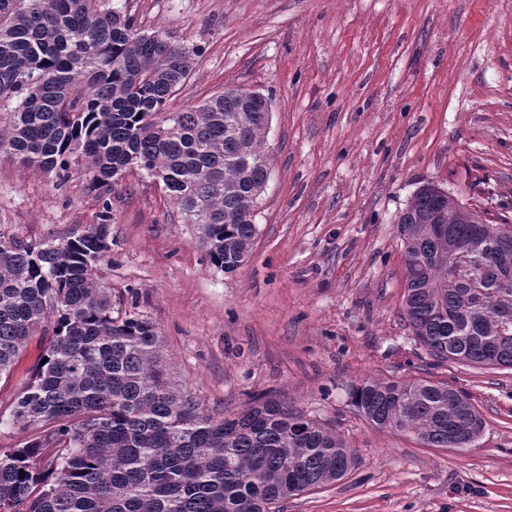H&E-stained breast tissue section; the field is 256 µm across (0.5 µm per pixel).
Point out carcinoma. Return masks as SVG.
I'll use <instances>...</instances> for the list:
<instances>
[{
    "label": "carcinoma",
    "instance_id": "carcinoma-1",
    "mask_svg": "<svg viewBox=\"0 0 512 512\" xmlns=\"http://www.w3.org/2000/svg\"><path fill=\"white\" fill-rule=\"evenodd\" d=\"M129 0H0V155L68 182L81 167L97 223L66 238L0 231V376L52 325L44 364L11 402L30 431L0 450V512H281L332 485L355 453L336 430L260 395L216 419L176 387L158 328L115 313L100 269L112 190L139 173L192 224L209 262L236 272L269 179L266 97L231 88L181 112L171 97L202 48L139 27ZM404 319L438 360L512 369V222L434 184L400 212ZM353 405L381 429L466 451L484 431L468 396L423 378L367 380Z\"/></svg>",
    "mask_w": 512,
    "mask_h": 512
}]
</instances>
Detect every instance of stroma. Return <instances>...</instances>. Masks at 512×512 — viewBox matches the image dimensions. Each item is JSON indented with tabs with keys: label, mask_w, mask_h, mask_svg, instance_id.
<instances>
[{
	"label": "stroma",
	"mask_w": 512,
	"mask_h": 512,
	"mask_svg": "<svg viewBox=\"0 0 512 512\" xmlns=\"http://www.w3.org/2000/svg\"><path fill=\"white\" fill-rule=\"evenodd\" d=\"M138 23L203 52L168 109L227 88L271 103L270 179L236 273L212 267L155 184L112 193L103 282L158 328L172 382L211 416L274 392L333 426L356 464L284 512H512V370L438 361L403 318L396 220L431 182L512 218V0H132ZM83 173L56 188L0 157V230L62 238L95 223ZM29 339L0 376V448L28 432L9 405L43 354ZM466 392L485 428L459 453L363 418L369 379Z\"/></svg>",
	"instance_id": "obj_1"
}]
</instances>
